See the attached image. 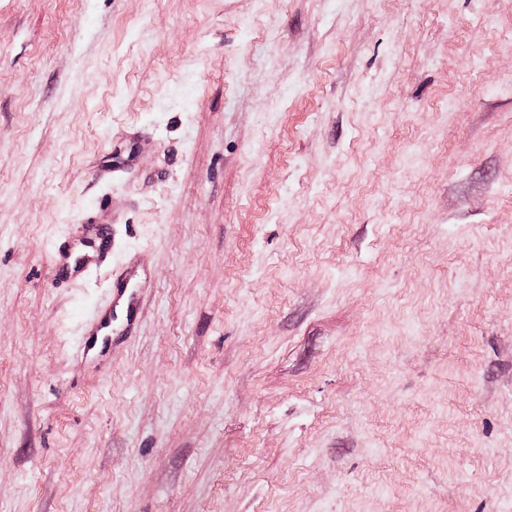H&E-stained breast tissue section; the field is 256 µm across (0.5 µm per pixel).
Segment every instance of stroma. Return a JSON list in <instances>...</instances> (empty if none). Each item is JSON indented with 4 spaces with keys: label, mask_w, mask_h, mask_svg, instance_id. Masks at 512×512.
<instances>
[{
    "label": "stroma",
    "mask_w": 512,
    "mask_h": 512,
    "mask_svg": "<svg viewBox=\"0 0 512 512\" xmlns=\"http://www.w3.org/2000/svg\"><path fill=\"white\" fill-rule=\"evenodd\" d=\"M0 512H512V0H0ZM115 212V197L100 198L96 217L80 224L76 236H59L53 246L55 279L66 285L83 282L103 267L112 270L109 300L91 303L79 324V346L84 358L93 364L101 361L115 336L131 334L146 288V279L135 264L137 251L129 244L120 246L116 240L112 225Z\"/></svg>",
    "instance_id": "stroma-1"
}]
</instances>
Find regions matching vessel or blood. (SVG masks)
<instances>
[{
	"instance_id": "vessel-or-blood-1",
	"label": "vessel or blood",
	"mask_w": 512,
	"mask_h": 512,
	"mask_svg": "<svg viewBox=\"0 0 512 512\" xmlns=\"http://www.w3.org/2000/svg\"><path fill=\"white\" fill-rule=\"evenodd\" d=\"M115 212V197L100 198L96 217L81 224L77 234L59 236L53 246L55 278L65 284L84 281L104 267L112 270L109 300L91 303L78 329L82 354L94 364L101 361L115 337L131 334L145 288L135 264L136 250L116 240Z\"/></svg>"
}]
</instances>
